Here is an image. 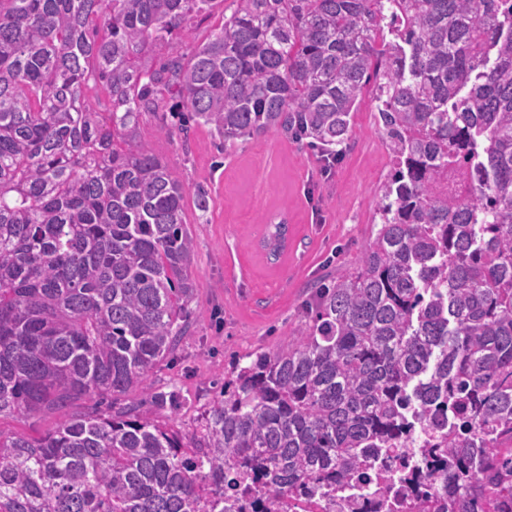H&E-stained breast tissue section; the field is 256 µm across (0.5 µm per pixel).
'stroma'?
Masks as SVG:
<instances>
[{"label":"stroma","mask_w":512,"mask_h":512,"mask_svg":"<svg viewBox=\"0 0 512 512\" xmlns=\"http://www.w3.org/2000/svg\"><path fill=\"white\" fill-rule=\"evenodd\" d=\"M377 115V101L366 95L326 175L320 152L279 132L227 145L205 125L184 134L167 128L164 113L140 117L133 146L167 162L190 191L185 217L195 244V294L186 309L187 334L148 378L153 391L176 392L181 408L156 407L138 388L115 396L114 407L138 406L194 447L225 364L276 351L297 334L315 289L348 268L370 241L377 187L392 165ZM279 212L288 215V247L273 261L261 242ZM99 408L97 397L85 396L60 410L2 419L0 434L36 438Z\"/></svg>","instance_id":"1"}]
</instances>
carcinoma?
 <instances>
[{
    "label": "carcinoma",
    "mask_w": 512,
    "mask_h": 512,
    "mask_svg": "<svg viewBox=\"0 0 512 512\" xmlns=\"http://www.w3.org/2000/svg\"><path fill=\"white\" fill-rule=\"evenodd\" d=\"M0 0V417L134 387L195 288L186 187L140 114L328 151L373 90L394 167L357 267L299 335L224 374L199 446L132 407L0 435V512H228L342 484L384 448L448 464V504L512 507V0ZM107 31L98 37L99 29ZM101 85L110 109L84 96ZM472 167L471 194L433 189ZM288 225H268V254ZM221 24H223L221 9L217 10L215 13L208 17H199L194 21V25H192L189 37L174 41L170 48L161 51L160 54H156L154 57L157 58L149 60L148 64L154 65L158 60V56H166L167 53L175 54L186 52L189 46L203 42L216 29H218Z\"/></svg>",
    "instance_id": "cac0c4a2"
}]
</instances>
